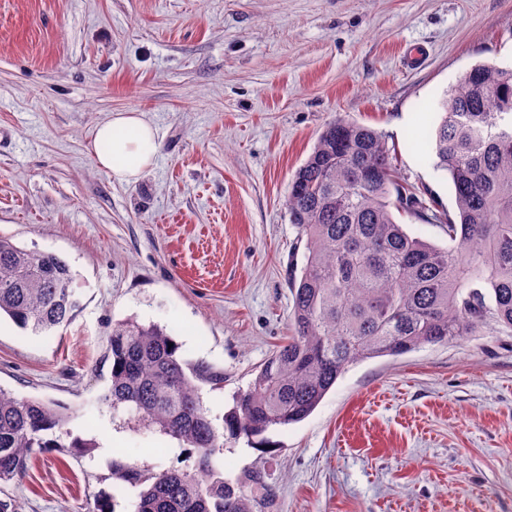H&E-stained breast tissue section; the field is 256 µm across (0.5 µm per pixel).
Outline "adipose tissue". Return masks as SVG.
Returning <instances> with one entry per match:
<instances>
[{
  "label": "adipose tissue",
  "mask_w": 512,
  "mask_h": 512,
  "mask_svg": "<svg viewBox=\"0 0 512 512\" xmlns=\"http://www.w3.org/2000/svg\"><path fill=\"white\" fill-rule=\"evenodd\" d=\"M159 151L156 130L144 113L116 112L93 136V156L99 168L119 182L136 180Z\"/></svg>",
  "instance_id": "1"
}]
</instances>
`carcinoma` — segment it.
Wrapping results in <instances>:
<instances>
[{
	"mask_svg": "<svg viewBox=\"0 0 512 512\" xmlns=\"http://www.w3.org/2000/svg\"><path fill=\"white\" fill-rule=\"evenodd\" d=\"M439 102L427 145L452 183L454 211L436 212L398 181L383 135L337 115L294 172L289 223L304 244L292 275L291 330L217 427L202 385L222 375L182 357L165 328L127 319L112 326L110 384L99 401L123 408L177 441L173 465L155 473L118 459L112 478L137 490L134 512H272L276 486L262 466L267 437L321 402L348 366L427 344L476 336L492 322L512 332V67L480 62ZM441 227L440 248L409 236L394 213ZM74 274L58 255L0 237V316L34 335L73 318ZM56 405L0 387V481H18L31 454L95 444L72 435ZM259 452L235 478L217 456L224 439Z\"/></svg>",
	"mask_w": 512,
	"mask_h": 512,
	"instance_id": "cac0c4a2",
	"label": "carcinoma"
}]
</instances>
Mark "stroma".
Returning a JSON list of instances; mask_svg holds the SVG:
<instances>
[{
	"mask_svg": "<svg viewBox=\"0 0 512 512\" xmlns=\"http://www.w3.org/2000/svg\"><path fill=\"white\" fill-rule=\"evenodd\" d=\"M480 61L512 66V0H0V236L65 259L79 301L42 336L0 319V386L97 443L34 455L0 500L133 512L109 461L161 471L176 442L100 404L113 323L165 326L223 373L204 392L223 417L290 334L288 184L326 124L381 131L400 182L453 210L423 138ZM130 110L160 147L127 184L91 146ZM268 438L276 512H512V333L354 364Z\"/></svg>",
	"mask_w": 512,
	"mask_h": 512,
	"instance_id": "1",
	"label": "stroma"
}]
</instances>
